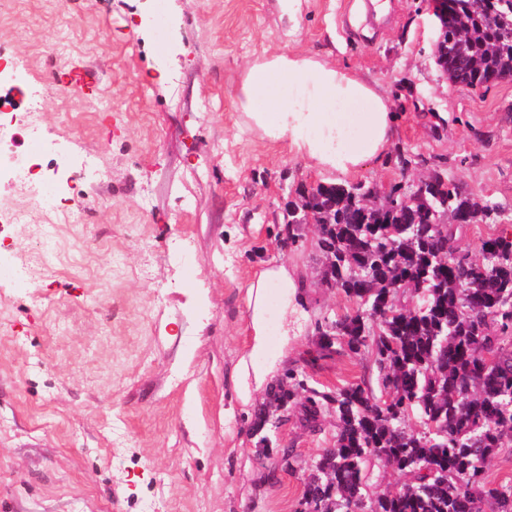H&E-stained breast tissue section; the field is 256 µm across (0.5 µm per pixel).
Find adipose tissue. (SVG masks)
<instances>
[{
    "label": "adipose tissue",
    "mask_w": 512,
    "mask_h": 512,
    "mask_svg": "<svg viewBox=\"0 0 512 512\" xmlns=\"http://www.w3.org/2000/svg\"><path fill=\"white\" fill-rule=\"evenodd\" d=\"M237 100L250 129L321 172H358L368 160L386 156L394 138L396 116L387 94L347 66L299 51L255 59L243 70ZM245 301L252 339L235 378L247 398L269 386L306 309L298 283L282 265L260 271Z\"/></svg>",
    "instance_id": "obj_1"
}]
</instances>
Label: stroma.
I'll return each instance as SVG.
<instances>
[{
    "instance_id": "obj_1",
    "label": "stroma",
    "mask_w": 512,
    "mask_h": 512,
    "mask_svg": "<svg viewBox=\"0 0 512 512\" xmlns=\"http://www.w3.org/2000/svg\"><path fill=\"white\" fill-rule=\"evenodd\" d=\"M391 8L375 32L362 0H307L292 37L276 0H0V57L14 64L0 93L25 86L0 124L23 151L39 114L71 160L62 188L83 202L67 221L38 209L0 224V252L39 264L25 289L0 265V512H295L336 427L292 411L257 460L265 394L233 383L250 345L244 289L275 265L308 287L284 372L306 367L320 320L353 305L322 283L316 227L293 244L273 220L323 177L245 128L240 72L290 48L354 69L397 116L389 153L357 180L406 186L438 169L512 221V78L450 84L428 0ZM402 153L423 166L400 172ZM33 224L53 230L51 256ZM307 369L320 388L376 379L343 350Z\"/></svg>"
}]
</instances>
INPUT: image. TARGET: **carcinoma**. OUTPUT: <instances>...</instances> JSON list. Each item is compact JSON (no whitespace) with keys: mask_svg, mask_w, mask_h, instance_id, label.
I'll return each mask as SVG.
<instances>
[{"mask_svg":"<svg viewBox=\"0 0 512 512\" xmlns=\"http://www.w3.org/2000/svg\"><path fill=\"white\" fill-rule=\"evenodd\" d=\"M448 14L446 40L464 44L452 56L463 80L512 76V0H448ZM377 194L365 182L319 183L288 206V235L306 207L325 220V283L357 305L318 323L310 363L336 345L368 351L391 402L364 381L323 392L291 369L268 391L253 434L298 404L310 424L325 411L335 417L333 444L311 465L296 512H512V480L488 476L512 449V231L504 224L481 239L476 257L456 235L497 213L482 198L440 179L427 203L450 221L422 224L391 214L386 196L370 203ZM376 464L398 473L400 488L370 496Z\"/></svg>","mask_w":512,"mask_h":512,"instance_id":"obj_1","label":"carcinoma"}]
</instances>
